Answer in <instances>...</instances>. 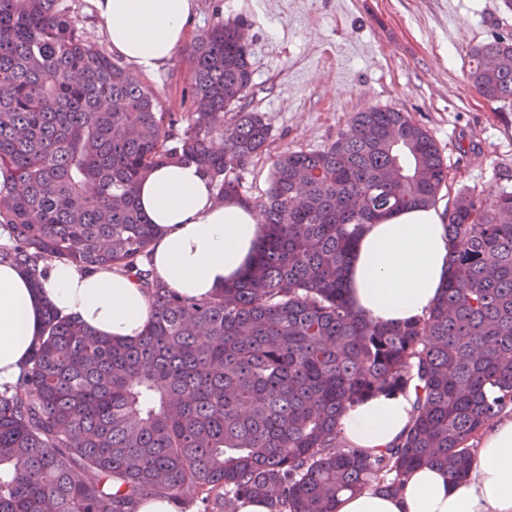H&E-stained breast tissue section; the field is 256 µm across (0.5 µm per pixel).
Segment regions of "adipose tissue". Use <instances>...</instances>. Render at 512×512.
<instances>
[{
	"label": "adipose tissue",
	"instance_id": "ef3b65f1",
	"mask_svg": "<svg viewBox=\"0 0 512 512\" xmlns=\"http://www.w3.org/2000/svg\"><path fill=\"white\" fill-rule=\"evenodd\" d=\"M88 2L113 54L146 73L171 59L196 19V0ZM137 196L157 229L153 275L187 298H208L239 280L265 231L258 210L236 197L218 200L192 164L154 170ZM447 260L440 209L401 210L365 225L346 275L351 305L376 322L424 318L444 285ZM49 307L111 339H137L150 320L146 291L125 273H84L55 261L36 284L20 268L0 264V384L18 379ZM414 400L409 393L379 394L349 406L340 421L346 441L371 453L392 447L411 421ZM336 512H512V414L500 415L486 432L465 479L449 481L435 466L417 468L398 493H348Z\"/></svg>",
	"mask_w": 512,
	"mask_h": 512
}]
</instances>
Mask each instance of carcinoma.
<instances>
[{
	"instance_id": "cac0c4a2",
	"label": "carcinoma",
	"mask_w": 512,
	"mask_h": 512,
	"mask_svg": "<svg viewBox=\"0 0 512 512\" xmlns=\"http://www.w3.org/2000/svg\"><path fill=\"white\" fill-rule=\"evenodd\" d=\"M239 28L219 22L193 47L187 111L167 112L66 0H0V264L37 284L50 261L119 269L151 306L130 342L45 311L29 365L0 389V512H131L148 496L179 512H237L247 498L336 512L344 493H398L418 466L464 478L479 437L512 412L511 186L448 206V276L426 317L374 322L346 297L362 227L431 207L448 184L434 139L403 112H357L323 149L278 155L252 203L265 224L254 262L213 297H182L145 269L157 230L137 184L194 163L218 199L235 196L231 174L267 145L264 115L235 111L252 86ZM471 58L476 91L512 101V39ZM411 391L396 446L346 444L348 406Z\"/></svg>"
}]
</instances>
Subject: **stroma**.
Masks as SVG:
<instances>
[{
	"label": "stroma",
	"mask_w": 512,
	"mask_h": 512,
	"mask_svg": "<svg viewBox=\"0 0 512 512\" xmlns=\"http://www.w3.org/2000/svg\"><path fill=\"white\" fill-rule=\"evenodd\" d=\"M188 43L161 70L144 75L165 111H183L193 76L189 54L218 21L245 22L253 63L242 106L264 113L268 146L238 173V193L266 194L274 157L318 151L354 113L399 110L437 143L449 180L439 199L480 191L512 174V102L481 97L469 80V53L512 38L507 0H197Z\"/></svg>",
	"instance_id": "1"
}]
</instances>
